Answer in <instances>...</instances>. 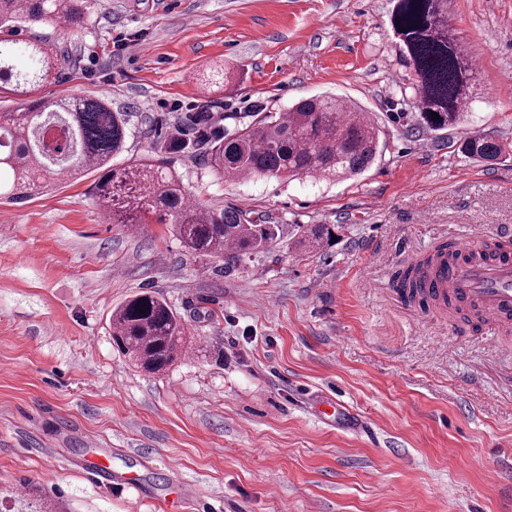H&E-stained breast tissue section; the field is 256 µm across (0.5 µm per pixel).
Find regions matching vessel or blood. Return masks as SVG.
Masks as SVG:
<instances>
[{
	"mask_svg": "<svg viewBox=\"0 0 512 512\" xmlns=\"http://www.w3.org/2000/svg\"><path fill=\"white\" fill-rule=\"evenodd\" d=\"M456 250L460 262L434 268L429 283L439 296L461 301L490 329L512 323V259L482 260L469 238L459 241Z\"/></svg>",
	"mask_w": 512,
	"mask_h": 512,
	"instance_id": "b4317fda",
	"label": "vessel or blood"
}]
</instances>
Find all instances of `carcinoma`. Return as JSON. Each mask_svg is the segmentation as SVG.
Here are the masks:
<instances>
[{
	"label": "carcinoma",
	"mask_w": 512,
	"mask_h": 512,
	"mask_svg": "<svg viewBox=\"0 0 512 512\" xmlns=\"http://www.w3.org/2000/svg\"><path fill=\"white\" fill-rule=\"evenodd\" d=\"M79 0H0V94L32 99L22 110L0 111V199L31 195L42 183L73 179L87 170L101 176L92 191L114 224H142L147 213L174 225L182 246L198 257H224L236 266L268 251L284 235V225L253 220L232 208L191 205L169 155L194 149L205 165L224 176L286 178L310 176L340 180L361 174L381 150L380 127L362 110L331 95L304 98L285 112H259L249 124L201 148V142L175 137L155 157L123 168L112 157L125 151L127 114L112 111L103 98L42 99L41 87L71 61L67 46L50 35L15 39L24 24L77 27ZM396 47L411 71L414 124L433 130L453 128L470 117L476 70L448 24L447 0H395L390 17ZM437 119H432V115ZM465 156L496 161L503 145L487 135L462 142ZM335 227L298 226L294 245L321 249ZM428 259L400 274L410 297L422 292ZM112 339L136 368L148 374L169 369L182 355L184 324L172 306L152 290L142 291L112 311ZM6 512H53L28 488Z\"/></svg>",
	"instance_id": "cac0c4a2"
}]
</instances>
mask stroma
<instances>
[{
  "mask_svg": "<svg viewBox=\"0 0 512 512\" xmlns=\"http://www.w3.org/2000/svg\"><path fill=\"white\" fill-rule=\"evenodd\" d=\"M392 7L94 0L82 29L32 25L76 55L44 97L104 96L128 113L116 167L159 137L210 143L325 93L384 135L341 182L230 179L172 155L194 203L343 227L319 251L283 241L237 268L191 255L155 218L104 219L95 171L0 200V488L33 484L57 512H512V332H459L398 287L472 231L512 237V160L459 151L468 133L512 142V0H448L480 65L470 123L445 130L412 123ZM144 290L190 340L161 375L112 343L113 309Z\"/></svg>",
  "mask_w": 512,
  "mask_h": 512,
  "instance_id": "35a3bbf8",
  "label": "stroma"
}]
</instances>
